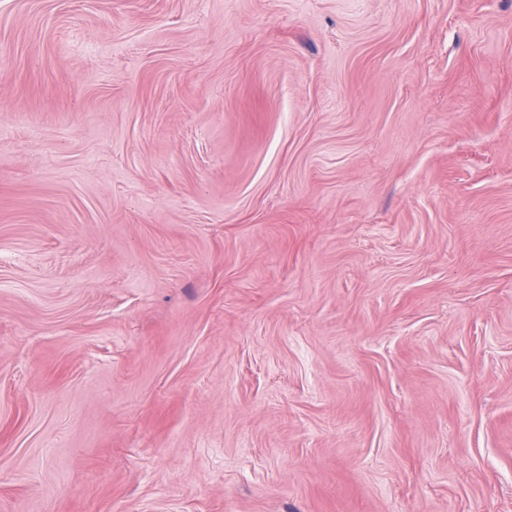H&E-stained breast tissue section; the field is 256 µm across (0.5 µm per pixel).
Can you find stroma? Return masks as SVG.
Wrapping results in <instances>:
<instances>
[{
    "instance_id": "obj_1",
    "label": "stroma",
    "mask_w": 512,
    "mask_h": 512,
    "mask_svg": "<svg viewBox=\"0 0 512 512\" xmlns=\"http://www.w3.org/2000/svg\"><path fill=\"white\" fill-rule=\"evenodd\" d=\"M0 512H512V0H0Z\"/></svg>"
}]
</instances>
